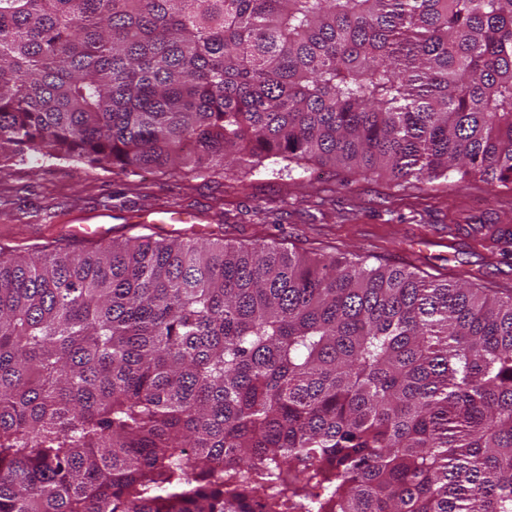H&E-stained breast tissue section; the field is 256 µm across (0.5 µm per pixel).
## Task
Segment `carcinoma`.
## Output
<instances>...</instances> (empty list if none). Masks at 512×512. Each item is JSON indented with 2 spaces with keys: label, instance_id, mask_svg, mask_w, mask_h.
<instances>
[{
  "label": "carcinoma",
  "instance_id": "obj_1",
  "mask_svg": "<svg viewBox=\"0 0 512 512\" xmlns=\"http://www.w3.org/2000/svg\"><path fill=\"white\" fill-rule=\"evenodd\" d=\"M6 149L506 186L512 0H0ZM0 512H512V294L265 243L0 257Z\"/></svg>",
  "mask_w": 512,
  "mask_h": 512
}]
</instances>
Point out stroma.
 Instances as JSON below:
<instances>
[{
  "label": "stroma",
  "mask_w": 512,
  "mask_h": 512,
  "mask_svg": "<svg viewBox=\"0 0 512 512\" xmlns=\"http://www.w3.org/2000/svg\"><path fill=\"white\" fill-rule=\"evenodd\" d=\"M163 209L195 212L204 240L265 242L512 290V185L395 184L314 165L289 174L270 159L249 175L231 166L125 174L43 152L0 160V246L15 255L36 257L57 243L82 251L67 235L75 219L110 225L119 241L175 239L131 220Z\"/></svg>",
  "instance_id": "1"
}]
</instances>
